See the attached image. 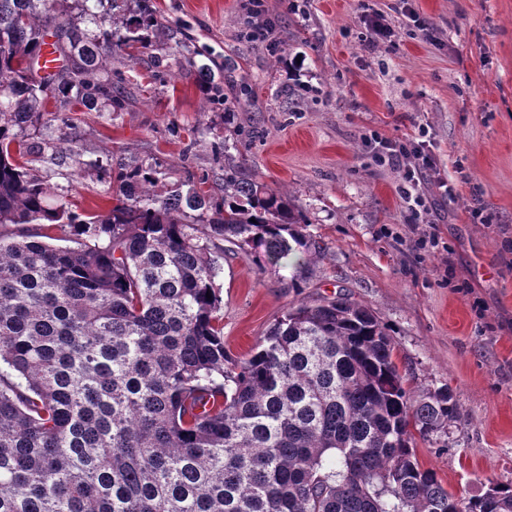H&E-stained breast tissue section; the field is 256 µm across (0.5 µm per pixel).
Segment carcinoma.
<instances>
[{"label": "carcinoma", "instance_id": "cac0c4a2", "mask_svg": "<svg viewBox=\"0 0 512 512\" xmlns=\"http://www.w3.org/2000/svg\"><path fill=\"white\" fill-rule=\"evenodd\" d=\"M57 2L0 0V512H486L489 497L512 512V487L458 497L419 464L417 439L457 404L447 387L414 395L386 326L350 295L292 307L227 354L225 257L293 255L299 288L324 253L289 191L228 164L216 188L189 173L158 194L159 163L121 158L108 211L56 198L24 158L99 167L70 113L127 111L119 65L172 28L154 0H76L92 30ZM49 38L59 66L34 82ZM198 55L183 65L233 116ZM47 113L56 142L24 138Z\"/></svg>", "mask_w": 512, "mask_h": 512}]
</instances>
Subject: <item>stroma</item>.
Masks as SVG:
<instances>
[{"label":"stroma","instance_id":"35a3bbf8","mask_svg":"<svg viewBox=\"0 0 512 512\" xmlns=\"http://www.w3.org/2000/svg\"><path fill=\"white\" fill-rule=\"evenodd\" d=\"M199 50L227 63L234 121L212 110L174 42L157 43L125 68L136 104L81 112L78 148L101 168L74 178L70 160L37 162L77 212L111 207L113 156L176 169L192 150L197 175L221 181L233 163L289 189L307 230L326 246L306 287L293 262L260 268L239 253L224 261V348L247 355L288 311L339 292L368 306L393 336L415 394L449 388L458 414L418 442L419 463L456 495L512 486V0H265L271 40L250 41L247 0H155ZM380 11L391 42L371 49L365 14ZM173 77L158 84L153 61ZM427 125L447 198L426 187L415 222L397 171L373 163L364 137H414ZM200 142H193L195 130ZM237 142L230 159L216 146ZM437 247L418 248L424 236Z\"/></svg>","mask_w":512,"mask_h":512}]
</instances>
